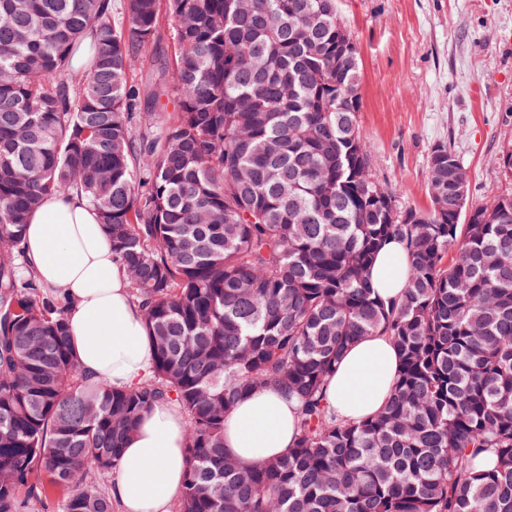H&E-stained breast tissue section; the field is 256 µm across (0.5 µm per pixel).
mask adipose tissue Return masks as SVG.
Instances as JSON below:
<instances>
[{
  "label": "adipose tissue",
  "mask_w": 512,
  "mask_h": 512,
  "mask_svg": "<svg viewBox=\"0 0 512 512\" xmlns=\"http://www.w3.org/2000/svg\"><path fill=\"white\" fill-rule=\"evenodd\" d=\"M26 255L39 281L68 302L71 348L81 368L119 387L137 385L152 367V349L128 280L112 258V243L96 211L78 194L46 197L26 227ZM408 269L403 242L389 240L370 276L385 301L403 291ZM400 355L389 336L376 333L351 344L324 388L328 408L343 419L375 415L394 390ZM295 401L274 389L244 398L224 419V447L250 466L286 454L298 434ZM188 466L185 422L172 407L148 412L120 456L112 498L120 512H172Z\"/></svg>",
  "instance_id": "obj_1"
}]
</instances>
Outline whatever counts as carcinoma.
Segmentation results:
<instances>
[{
  "label": "carcinoma",
  "instance_id": "1",
  "mask_svg": "<svg viewBox=\"0 0 512 512\" xmlns=\"http://www.w3.org/2000/svg\"><path fill=\"white\" fill-rule=\"evenodd\" d=\"M165 21L149 86L134 65ZM351 42L336 0H0V512H43L50 486L57 512H113L96 476L160 404L185 421L176 512H512V196L458 205L444 143L430 209L380 186ZM69 192L146 322L131 388L82 372L64 299L21 262L32 213ZM390 237L409 270L385 302L369 270ZM377 332L394 392L339 419L326 379ZM269 387L299 401L297 442L243 466L224 417Z\"/></svg>",
  "mask_w": 512,
  "mask_h": 512
}]
</instances>
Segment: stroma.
Returning <instances> with one entry per match:
<instances>
[{"label": "stroma", "instance_id": "obj_1", "mask_svg": "<svg viewBox=\"0 0 512 512\" xmlns=\"http://www.w3.org/2000/svg\"><path fill=\"white\" fill-rule=\"evenodd\" d=\"M361 57L360 130L373 172L428 208V161L444 143L466 168L470 207L512 194V0H337Z\"/></svg>", "mask_w": 512, "mask_h": 512}]
</instances>
